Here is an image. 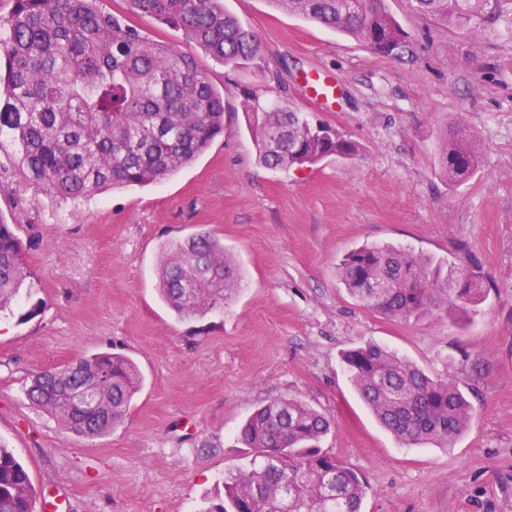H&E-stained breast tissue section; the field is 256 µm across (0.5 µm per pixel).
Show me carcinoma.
Instances as JSON below:
<instances>
[{"label":"carcinoma","instance_id":"cac0c4a2","mask_svg":"<svg viewBox=\"0 0 512 512\" xmlns=\"http://www.w3.org/2000/svg\"><path fill=\"white\" fill-rule=\"evenodd\" d=\"M147 17L180 27L212 60L253 61L254 33L224 9L223 0H129ZM278 9L364 42L373 52L402 59L408 35L385 0H269ZM421 14L455 23L449 0H412ZM0 156L28 184L73 202L107 188L144 186L174 175L224 132V97L197 59L154 42L126 18L102 11L99 0H12L0 17ZM258 163L271 169L312 166L350 157L356 146L300 113L269 106L257 94L245 104ZM472 134L458 128L442 141L439 164L450 182L475 170ZM23 242L0 218V312L26 278ZM453 280L440 265L409 249L363 245L338 266V276L363 306L409 321L459 322L478 312L489 281L473 270L466 248ZM236 264L224 243L207 233L162 247L160 299L180 319L224 307ZM345 372L379 423L405 445L451 446L476 412L454 376L433 378L406 357L372 341L342 353ZM78 371L110 374L95 388L68 372L36 376L28 396L62 427L101 438L120 426L141 384L132 360L97 352ZM329 421L294 399L257 408L240 432L251 449L247 466L224 477L223 493L203 512H361L368 493L358 474L319 448ZM0 512H35L27 470L0 445Z\"/></svg>","mask_w":512,"mask_h":512}]
</instances>
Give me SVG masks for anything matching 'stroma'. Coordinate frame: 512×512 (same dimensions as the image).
Instances as JSON below:
<instances>
[{
    "label": "stroma",
    "mask_w": 512,
    "mask_h": 512,
    "mask_svg": "<svg viewBox=\"0 0 512 512\" xmlns=\"http://www.w3.org/2000/svg\"><path fill=\"white\" fill-rule=\"evenodd\" d=\"M386 5L411 36L409 57L375 54L268 0H225L260 42L251 64L230 67L128 0H102L145 37L197 56L224 95V132L175 175L78 205L16 176L0 189L27 270L0 314V443L27 468L37 512H199L248 463L240 427L275 398L329 418L320 446L367 482L363 512H512V0H458L465 30L409 0ZM310 72L335 79V107L307 103ZM254 92L329 126L356 155L263 168L244 118ZM459 125L479 163L452 185L438 151ZM199 232L223 240L242 286L223 309L182 320L161 302L156 268L165 243ZM365 244L411 249L451 276L467 247L493 287L471 321L385 316L338 278ZM361 340L463 384L471 359L486 357L477 413L452 447L402 445L373 419L341 363ZM99 351L133 359L142 383L124 424L91 439L26 389Z\"/></svg>",
    "instance_id": "stroma-1"
}]
</instances>
